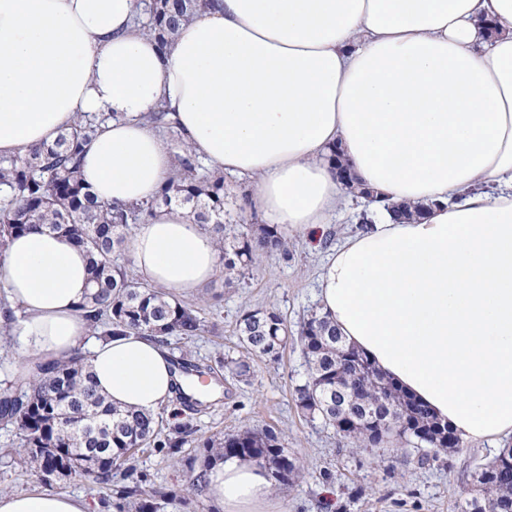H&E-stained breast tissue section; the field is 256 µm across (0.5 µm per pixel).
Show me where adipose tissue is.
<instances>
[{"label":"adipose tissue","mask_w":512,"mask_h":512,"mask_svg":"<svg viewBox=\"0 0 512 512\" xmlns=\"http://www.w3.org/2000/svg\"><path fill=\"white\" fill-rule=\"evenodd\" d=\"M143 14L142 0H0V157L110 113L82 179L99 201L145 202L176 168L143 120L162 108L209 166L251 179L268 223L317 239L346 194L338 152L378 200L322 269V313L463 445L512 436V0H219L165 51L138 30ZM417 203L420 219H394L392 205ZM128 255L178 295L219 265L211 233L175 205L136 228ZM87 286L85 251L47 229L0 250L26 370L79 350L121 407L156 411L177 385L218 396L173 373L159 338L91 341ZM206 494L218 512H285L267 468L239 457L208 472ZM0 512L89 505L10 493Z\"/></svg>","instance_id":"1"}]
</instances>
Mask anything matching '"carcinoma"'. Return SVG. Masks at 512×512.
<instances>
[{
    "mask_svg": "<svg viewBox=\"0 0 512 512\" xmlns=\"http://www.w3.org/2000/svg\"><path fill=\"white\" fill-rule=\"evenodd\" d=\"M213 6V0H151L148 34L162 49L171 46L181 23ZM104 116L81 115L50 145L0 159V249L14 234L39 226L76 242L89 263L90 291L82 305L94 330L103 336L131 331L190 340L205 332L198 311L173 294L128 276L118 263L125 252L127 231L144 224L154 208L176 204L216 239L224 261V280L244 275L267 255L288 258V236L275 224H260L232 238L224 225V177L199 175L198 157L182 148L174 177L157 199L136 205L100 202L79 175L82 146L96 134ZM239 342L249 355L278 358L288 345V327L278 309L243 313L237 322ZM298 341L308 374L295 389L301 413L319 419L359 447L401 444L414 448L421 464L444 460L446 427L427 409L388 381L368 359L346 345L330 322L318 313L303 322ZM0 424L19 434L18 454L38 466L58 469L61 476L106 489L112 468L125 465L129 483L116 491L115 508L125 512H158L162 502L179 494L146 486L138 475L136 455L145 447L174 452L187 443L190 421L176 422L164 432L161 412L121 409L94 386L84 357L37 366V371L0 388ZM74 448L85 452L75 454ZM203 469L189 481L197 493L206 487L210 467L228 456L243 457L269 467L281 484L299 474L296 459L285 453L272 430L209 438ZM476 495L459 504V512H512V448H503L481 466L474 480Z\"/></svg>",
    "mask_w": 512,
    "mask_h": 512,
    "instance_id": "1",
    "label": "carcinoma"
}]
</instances>
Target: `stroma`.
Instances as JSON below:
<instances>
[{
    "label": "stroma",
    "instance_id": "35a3bbf8",
    "mask_svg": "<svg viewBox=\"0 0 512 512\" xmlns=\"http://www.w3.org/2000/svg\"><path fill=\"white\" fill-rule=\"evenodd\" d=\"M246 180L224 177V222L240 232L262 223L257 211L244 207ZM290 259L263 258L245 275L224 283L216 277L186 297L198 308L208 330L189 341L169 339L173 356L189 351L192 362L210 373L223 387L217 400L191 415L189 442L176 455L149 450L136 462L149 485L185 491L192 472L203 465L200 445L209 438L246 430H273L289 457L301 471L289 484L274 488L287 512H457L460 501L471 498V474L492 460L499 444L484 443L457 449L447 464L421 466L412 454L400 448H357L333 428L304 416L296 406L294 392L307 376L300 344L289 345L280 359L249 357L251 376L242 381L219 359L245 354L236 333V323L248 310L276 307L289 331L299 332L304 320L319 311L318 277L330 249L310 248L302 239L289 240ZM9 492L49 490L84 496L91 508L112 504L106 493L75 481L45 482L36 465L27 460L0 457V489Z\"/></svg>",
    "mask_w": 512,
    "mask_h": 512
}]
</instances>
